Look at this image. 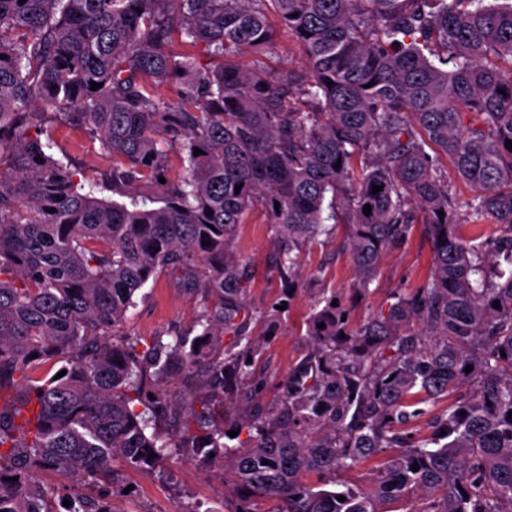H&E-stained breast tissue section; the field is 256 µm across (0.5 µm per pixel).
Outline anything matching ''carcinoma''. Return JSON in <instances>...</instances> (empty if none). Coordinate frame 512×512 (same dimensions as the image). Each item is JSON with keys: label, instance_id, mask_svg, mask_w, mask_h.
<instances>
[{"label": "carcinoma", "instance_id": "1", "mask_svg": "<svg viewBox=\"0 0 512 512\" xmlns=\"http://www.w3.org/2000/svg\"><path fill=\"white\" fill-rule=\"evenodd\" d=\"M280 30L301 76L259 60ZM170 80L176 103L156 91ZM50 115L112 156L129 202L81 192L82 168L41 139ZM508 140L509 2L0 0V512H58L57 498L112 512L37 474L109 483L173 455L229 471L231 512H512ZM173 152L181 173L161 183ZM442 157L472 198L449 193ZM256 208L289 301L304 248L341 219L358 297L413 225L434 259L355 328L336 292L318 294L307 352L267 406L254 325L272 334L283 311L252 307L234 246ZM485 224L500 228L492 252L476 244ZM164 270L198 300L199 333L134 340L127 312ZM449 397L430 434L405 430ZM224 401L245 406L227 427L211 421ZM381 455L370 489L336 482Z\"/></svg>", "mask_w": 512, "mask_h": 512}]
</instances>
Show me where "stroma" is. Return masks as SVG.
Masks as SVG:
<instances>
[{
  "instance_id": "35a3bbf8",
  "label": "stroma",
  "mask_w": 512,
  "mask_h": 512,
  "mask_svg": "<svg viewBox=\"0 0 512 512\" xmlns=\"http://www.w3.org/2000/svg\"><path fill=\"white\" fill-rule=\"evenodd\" d=\"M47 129L56 144L55 154L79 163L82 183L92 186L96 196L112 199L111 189L101 182L102 174L112 165L111 157L102 155L98 143L83 130L56 122L48 124ZM347 234L346 226H338L329 241L306 248L302 254L299 292L283 314L277 333L262 339L264 402L278 398L289 367L306 347L303 329L318 289L335 290L349 312L350 324L355 326L388 308L395 294L420 287L432 271L431 241L425 226L418 224L401 244L387 252L370 295L354 300L356 276L346 249ZM235 247L249 268V301L256 311H265L280 298L281 282L272 261L270 227L261 212H253L246 223L239 225ZM144 292V298L138 299L128 313L129 337L191 331L199 306L175 286L172 273L158 274ZM73 484L86 495L110 491L114 512H174L176 507L190 508L199 503L211 512H229L232 505L220 468L176 457L153 469H121L118 482L108 489L79 477Z\"/></svg>"
}]
</instances>
